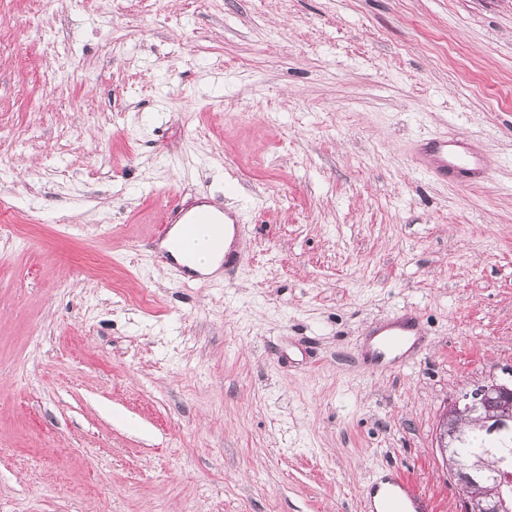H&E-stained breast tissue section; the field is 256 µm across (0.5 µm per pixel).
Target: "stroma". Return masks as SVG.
<instances>
[{"label":"stroma","instance_id":"stroma-1","mask_svg":"<svg viewBox=\"0 0 512 512\" xmlns=\"http://www.w3.org/2000/svg\"><path fill=\"white\" fill-rule=\"evenodd\" d=\"M0 512H460L451 399L512 368V0H0ZM488 179L431 178L428 138ZM237 182L238 195L224 184ZM237 213L182 280L166 203ZM417 312L401 366L373 324ZM417 154L427 174L441 180L462 177L475 181L483 174L481 146L474 141L430 139L419 146ZM174 256L176 261L183 265H186L190 271L203 276L215 273L220 268L223 260V254L217 256L208 255L201 245H199L197 248L196 258L193 261H191L190 264L186 263L179 256ZM366 497L371 504V512H434L432 498L421 492L392 472L370 483ZM378 502V509L375 501Z\"/></svg>","mask_w":512,"mask_h":512}]
</instances>
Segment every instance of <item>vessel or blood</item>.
I'll return each instance as SVG.
<instances>
[{"instance_id": "1", "label": "vessel or blood", "mask_w": 512, "mask_h": 512, "mask_svg": "<svg viewBox=\"0 0 512 512\" xmlns=\"http://www.w3.org/2000/svg\"><path fill=\"white\" fill-rule=\"evenodd\" d=\"M482 150L474 141L463 139H431L418 148V161L428 175L445 180L462 177L473 181L481 178ZM172 223L180 225L182 235L173 241L174 250L186 249L199 236H207L212 252L224 250V235L220 223H235L233 212L216 217L213 210L195 202L173 205ZM378 337L373 353V368L393 369L399 361L398 352L409 337L419 335L420 328L415 314H405L391 321H383L374 328ZM369 501L377 502V512H435L432 498L391 473L370 483L366 488Z\"/></svg>"}]
</instances>
